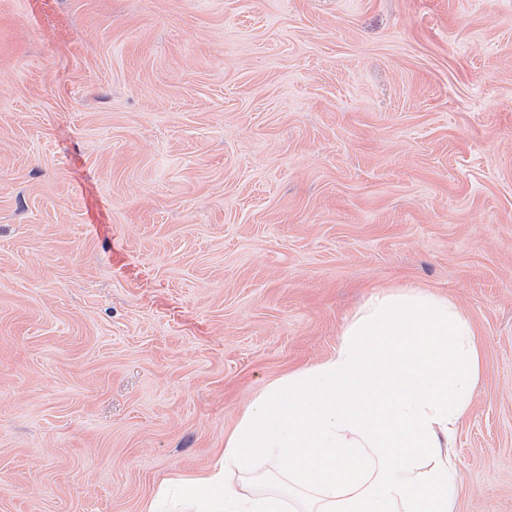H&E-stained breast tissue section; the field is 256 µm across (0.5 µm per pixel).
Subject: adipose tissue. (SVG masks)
I'll return each mask as SVG.
<instances>
[{
  "mask_svg": "<svg viewBox=\"0 0 512 512\" xmlns=\"http://www.w3.org/2000/svg\"><path fill=\"white\" fill-rule=\"evenodd\" d=\"M481 365L448 299L373 294L333 356L272 383L216 460L163 478L144 512H453L447 446Z\"/></svg>",
  "mask_w": 512,
  "mask_h": 512,
  "instance_id": "adipose-tissue-1",
  "label": "adipose tissue"
}]
</instances>
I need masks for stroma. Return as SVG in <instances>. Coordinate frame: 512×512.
Masks as SVG:
<instances>
[{"mask_svg":"<svg viewBox=\"0 0 512 512\" xmlns=\"http://www.w3.org/2000/svg\"><path fill=\"white\" fill-rule=\"evenodd\" d=\"M414 288L512 512V0H0V512H143Z\"/></svg>","mask_w":512,"mask_h":512,"instance_id":"stroma-1","label":"stroma"}]
</instances>
